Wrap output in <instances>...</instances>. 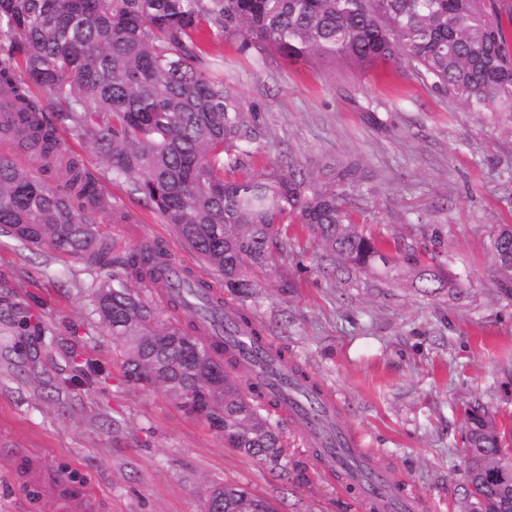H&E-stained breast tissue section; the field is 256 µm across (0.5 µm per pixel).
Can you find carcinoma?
I'll use <instances>...</instances> for the list:
<instances>
[{"label":"carcinoma","mask_w":512,"mask_h":512,"mask_svg":"<svg viewBox=\"0 0 512 512\" xmlns=\"http://www.w3.org/2000/svg\"><path fill=\"white\" fill-rule=\"evenodd\" d=\"M242 54L275 51L289 59L342 60L364 70L391 62L486 114L512 137V29L498 0H0V98L12 129L0 127L32 164L0 156V229L21 244L105 265L111 244L91 215L110 207L99 184L68 151L60 132L95 144L111 179L152 207L200 261L224 277L241 301L233 330L257 337L265 325L247 301L268 277L284 294L294 288L277 267L292 250L289 230L301 227L334 264L386 278L402 262L424 297L454 294L438 252L392 249L355 220L364 175L351 164L325 161L317 171L279 163L253 174L247 161L262 148L265 130L256 105L224 83L205 50L212 29ZM48 92L57 112L47 116L32 92ZM403 252L396 261L391 252ZM498 293L512 299V225L490 238ZM165 290L164 320L148 289ZM95 311L123 348L131 377L180 396L206 382L207 368L224 370L213 398L199 396L223 421L224 443L288 471L280 420L230 374L235 359L212 354L198 320L222 312L224 296L191 269L171 280V256L145 244L112 261L98 281ZM202 359L184 364L186 344ZM467 481L476 512H512V486L490 469L512 462L502 434L480 406L464 410ZM208 503L219 512H277L248 488L224 484Z\"/></svg>","instance_id":"1"}]
</instances>
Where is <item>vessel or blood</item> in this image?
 I'll use <instances>...</instances> for the list:
<instances>
[{"mask_svg": "<svg viewBox=\"0 0 512 512\" xmlns=\"http://www.w3.org/2000/svg\"><path fill=\"white\" fill-rule=\"evenodd\" d=\"M213 339L226 345L236 356L239 370L252 378L263 396L280 400V410L292 418L322 446L330 466L342 472V485L355 493L365 512H428L429 503L414 493L406 478L385 462L376 460L373 449L365 447L360 433L339 414L331 391L321 393L330 421L306 413L307 396L292 384L287 365L279 360L267 341L245 333L228 336L223 321H216Z\"/></svg>", "mask_w": 512, "mask_h": 512, "instance_id": "b4317fda", "label": "vessel or blood"}]
</instances>
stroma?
Masks as SVG:
<instances>
[{
    "label": "stroma",
    "instance_id": "35a3bbf8",
    "mask_svg": "<svg viewBox=\"0 0 512 512\" xmlns=\"http://www.w3.org/2000/svg\"><path fill=\"white\" fill-rule=\"evenodd\" d=\"M207 51L261 113L254 172L284 155L364 165V231L436 246L459 282L461 294L431 298L403 273L338 279L302 233L281 264L293 293L264 279L250 301L275 343L338 397L366 447L409 479L430 512H456L466 404L485 405L512 447V302L497 294L488 247L495 228L512 224V140L404 68L244 55L219 31ZM76 151L112 202L95 216L112 256L156 241L220 282L171 225L112 183L93 144ZM94 281L83 263L0 231V512H52L44 488L25 481L31 455L54 479L87 490L94 512H203L224 483L248 486L279 512H359L291 420L281 431L289 459L307 466L302 484L225 447L218 429L160 387L133 381L94 312Z\"/></svg>",
    "mask_w": 512,
    "mask_h": 512
}]
</instances>
